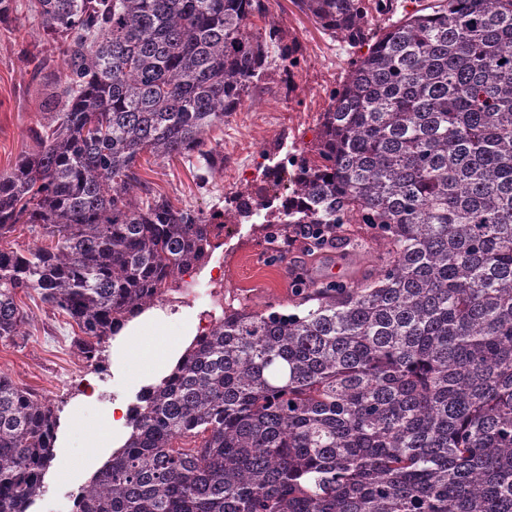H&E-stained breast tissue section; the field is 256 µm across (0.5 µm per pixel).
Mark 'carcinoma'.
Instances as JSON below:
<instances>
[{
  "label": "carcinoma",
  "mask_w": 512,
  "mask_h": 512,
  "mask_svg": "<svg viewBox=\"0 0 512 512\" xmlns=\"http://www.w3.org/2000/svg\"><path fill=\"white\" fill-rule=\"evenodd\" d=\"M364 41L366 0H293ZM332 91L291 194L265 218L308 255L370 236L352 282L308 281L292 309L227 305L130 410L74 512H512V0H418ZM60 45L55 119L0 174V342L31 290L78 326L86 361L178 275L220 218L138 201L142 155L224 170L207 136L298 42L254 29L268 0H28ZM24 225L51 246L21 252ZM51 404L0 374V512H29L55 454Z\"/></svg>",
  "instance_id": "cac0c4a2"
}]
</instances>
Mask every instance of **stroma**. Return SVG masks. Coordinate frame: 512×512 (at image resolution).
<instances>
[{
    "instance_id": "stroma-1",
    "label": "stroma",
    "mask_w": 512,
    "mask_h": 512,
    "mask_svg": "<svg viewBox=\"0 0 512 512\" xmlns=\"http://www.w3.org/2000/svg\"><path fill=\"white\" fill-rule=\"evenodd\" d=\"M268 20L296 38L303 49L293 89H286L281 62L277 54H270L265 82L225 119L218 133L223 171L202 190L187 164L153 160L139 169L153 194L181 207L210 212L225 199L262 185L267 169L286 164L288 157L315 138L331 90L345 81L364 49L325 34L292 0H269L267 20H256L255 25L263 27ZM33 57L42 60L49 72L61 69L57 43L46 39L37 19L23 7L13 23L0 25V172L9 171L20 154L34 149L33 129L53 120L43 106V77L34 74L29 63ZM263 220L259 214L249 221L225 224L208 263L194 273L185 306L162 314L164 335L174 348L194 337L198 313L213 309L216 300L261 311L271 303H287L303 270L321 279L348 281L371 262L363 245L323 251L314 262L300 241L287 253L277 252L257 229ZM218 268L224 273V285L213 289L208 281ZM19 303L30 321L23 325L22 337L0 342V373L51 404L58 420L55 459L33 512H72L78 491L127 436L128 429L122 426L110 440H97L104 417L114 404H135L141 389L156 383L162 372L137 363L121 335L102 344L99 363L85 362L73 343L77 327L68 317L44 304L33 291L20 294Z\"/></svg>"
}]
</instances>
